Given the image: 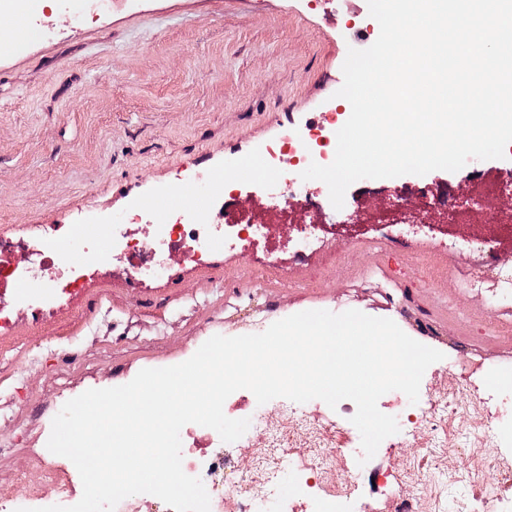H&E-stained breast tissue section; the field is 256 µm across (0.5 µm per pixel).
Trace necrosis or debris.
I'll return each instance as SVG.
<instances>
[{"label": "necrosis or debris", "mask_w": 512, "mask_h": 512, "mask_svg": "<svg viewBox=\"0 0 512 512\" xmlns=\"http://www.w3.org/2000/svg\"><path fill=\"white\" fill-rule=\"evenodd\" d=\"M338 116V105H328L322 123L286 132L269 149L271 161L285 167L281 179L288 190L280 196L283 212L299 209L318 213L330 207L328 192L307 193L301 174L310 163L327 165L333 161ZM421 194L439 222L445 224L456 223L471 207L469 200L447 183L425 185ZM208 209L218 213L219 223L203 217L185 224L164 217L155 224L139 212H130L124 232L110 237L106 252H99L97 244L87 240L79 261L64 259L55 237L49 234L16 243L0 239V300L15 283L32 279L41 280L51 298H58L83 285L96 265L116 260L123 262L134 284L158 273L162 267L160 251L197 266L205 263L212 244L219 240L235 256L249 258L252 243L240 235L244 219L235 197L211 201ZM461 248L472 253L474 260L465 269L450 268L449 277L476 296L500 293L504 311H511L512 268L500 262L493 240L429 242L433 255L453 257ZM420 392L424 403L405 420L399 439L437 449L443 456L450 442L451 423L464 421L474 437L467 450L470 475L481 485L471 500L460 504L459 512H512V418L489 408L476 392L473 370L467 368H454L446 375L427 369ZM245 407L261 430L259 439L245 435L226 443L215 430L194 423L180 431L183 470L203 482L210 496V512H264L265 508L281 506L279 489L287 477L299 491L291 512H345L347 502L359 489L355 476L360 467L349 453L354 445L351 419L357 410L355 403L346 399L332 409L320 400L300 404L276 398L261 405L243 389L226 399L223 410L230 416ZM490 439L497 447L493 454L483 450ZM429 468V463L420 462L407 476L389 474L379 512H435L433 487L425 476ZM487 472L495 474L494 482L482 483L481 477ZM78 478L76 467L69 461L45 471L42 479L51 487L53 499H46L35 487L22 505L32 512L50 503L74 505L81 498Z\"/></svg>", "instance_id": "obj_1"}]
</instances>
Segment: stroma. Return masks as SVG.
<instances>
[{
	"mask_svg": "<svg viewBox=\"0 0 512 512\" xmlns=\"http://www.w3.org/2000/svg\"><path fill=\"white\" fill-rule=\"evenodd\" d=\"M17 10L0 0V25L14 32L0 46V236L26 238L50 228L113 225L156 191L177 193L225 172L226 191L269 223L278 206V168L239 164L288 126L318 119L343 82L349 48L365 49L380 27L367 0H52ZM496 160L482 173L436 170L385 179L355 203L363 223L389 210L420 206L421 181L490 193ZM435 235L495 238L512 262V227L486 221L435 225ZM336 227L342 257L321 288L295 273L249 281L246 264L214 247L205 266L173 265L149 286L129 287L117 265L99 268L70 302L37 312L18 308L0 334V489L23 494L39 480L32 449L47 443L62 392L82 394L129 383L145 368L191 358L212 336L256 333L308 310L350 309L393 320L416 341L443 353L438 366L478 367L482 376L512 371V340L483 325L488 300L457 293L452 316L422 315L405 298L420 261L381 243L351 245ZM415 448L376 452L361 478L377 496L388 473ZM434 475L437 512H457L471 480L465 455Z\"/></svg>",
	"mask_w": 512,
	"mask_h": 512,
	"instance_id": "obj_1",
	"label": "stroma"
}]
</instances>
